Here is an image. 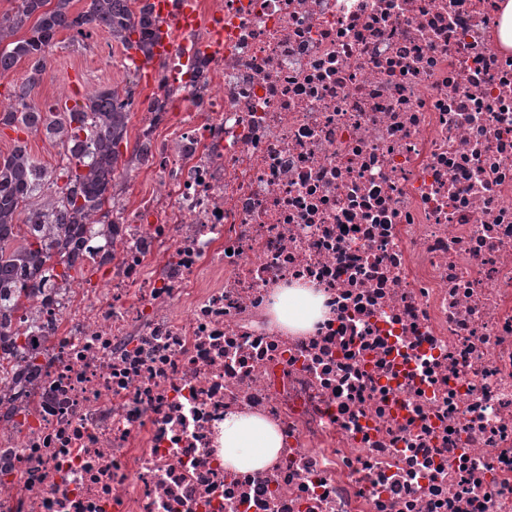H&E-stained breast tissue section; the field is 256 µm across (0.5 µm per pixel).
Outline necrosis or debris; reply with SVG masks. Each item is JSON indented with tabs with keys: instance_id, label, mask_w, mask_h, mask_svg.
Instances as JSON below:
<instances>
[{
	"instance_id": "necrosis-or-debris-1",
	"label": "necrosis or debris",
	"mask_w": 512,
	"mask_h": 512,
	"mask_svg": "<svg viewBox=\"0 0 512 512\" xmlns=\"http://www.w3.org/2000/svg\"><path fill=\"white\" fill-rule=\"evenodd\" d=\"M169 2L155 188L19 325L0 512H512L507 0ZM228 413L270 465L225 467ZM322 300L309 290L284 289L276 294L273 311L284 325L304 328L319 316ZM224 465L253 471L271 462L281 439L275 427L257 416L229 413L224 416Z\"/></svg>"
}]
</instances>
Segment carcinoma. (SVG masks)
I'll return each instance as SVG.
<instances>
[{
    "mask_svg": "<svg viewBox=\"0 0 512 512\" xmlns=\"http://www.w3.org/2000/svg\"><path fill=\"white\" fill-rule=\"evenodd\" d=\"M35 18L28 33L17 30ZM101 27L124 51L152 56L159 29L147 5L139 10L130 0H88L84 10L73 12V0H20L14 15L0 16V79L20 62L28 75L14 92V105L0 110V126L16 131L39 132L63 150L57 170H48L16 140L12 150L0 154V291L14 288L10 297L0 294V338L12 333L11 314L36 316L32 297L43 288L69 285L81 268L70 248L86 227L97 222L104 206L120 199L124 173L145 165L152 142L137 141L129 156L130 113L127 103L111 87L93 90L83 104L56 112L32 97L48 67L49 51L58 33L75 37ZM52 178L55 197L43 192L44 177ZM41 202H34V199ZM22 361L0 354V384H16Z\"/></svg>",
    "mask_w": 512,
    "mask_h": 512,
    "instance_id": "cac0c4a2",
    "label": "carcinoma"
}]
</instances>
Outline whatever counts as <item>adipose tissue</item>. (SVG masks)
<instances>
[{
  "label": "adipose tissue",
  "mask_w": 512,
  "mask_h": 512,
  "mask_svg": "<svg viewBox=\"0 0 512 512\" xmlns=\"http://www.w3.org/2000/svg\"><path fill=\"white\" fill-rule=\"evenodd\" d=\"M321 297L305 289L277 293L273 310L286 326L302 328L319 315ZM281 446L275 427L266 420L237 413L224 418V464L240 471H253L271 462Z\"/></svg>",
  "instance_id": "adipose-tissue-1"
}]
</instances>
